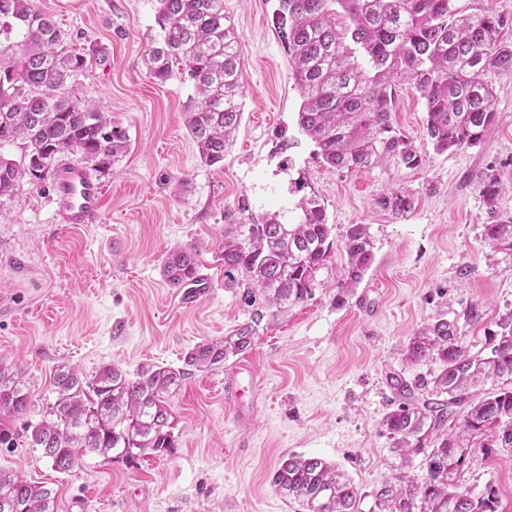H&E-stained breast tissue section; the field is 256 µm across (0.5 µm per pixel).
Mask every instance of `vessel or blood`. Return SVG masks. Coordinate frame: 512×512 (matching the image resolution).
Segmentation results:
<instances>
[{
    "mask_svg": "<svg viewBox=\"0 0 512 512\" xmlns=\"http://www.w3.org/2000/svg\"><path fill=\"white\" fill-rule=\"evenodd\" d=\"M55 217L61 224H96L102 218L104 189L86 169L65 165L55 176ZM254 371L240 366L233 370L225 383L236 403L251 395Z\"/></svg>",
    "mask_w": 512,
    "mask_h": 512,
    "instance_id": "vessel-or-blood-1",
    "label": "vessel or blood"
}]
</instances>
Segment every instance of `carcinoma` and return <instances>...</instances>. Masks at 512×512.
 Wrapping results in <instances>:
<instances>
[{
  "mask_svg": "<svg viewBox=\"0 0 512 512\" xmlns=\"http://www.w3.org/2000/svg\"><path fill=\"white\" fill-rule=\"evenodd\" d=\"M157 36L145 50L146 74L167 82L172 64L184 62L194 94L185 127L201 162L224 161L242 119L241 39L224 11V0H156ZM276 18L301 99L297 126L316 145V156L337 170L372 169L388 162L416 168L423 157L391 122L394 90L408 83L424 100L423 135L438 153L481 145L498 121L490 72L512 77V11L488 3L464 13L454 0H278ZM86 66L85 57L65 44L52 18L34 0H0V144L22 140L28 153L18 164L0 157V199L16 196L20 177L39 185L54 176L74 153L104 167L127 150L123 125L95 106L88 94L67 87ZM493 208L503 191L498 170L474 175ZM295 204L299 220L284 223L265 214L241 231L236 211L224 209V287L242 289L251 307L263 297L271 315L304 303L317 275L335 250L347 257L341 287L353 288L373 262L365 224L332 237L324 204L304 192ZM395 213L413 208L409 190L383 201ZM494 250L512 253V214H497L485 225ZM163 275L172 288L201 281L197 249L171 251ZM256 320L239 325L221 340L192 348L180 368L148 365L135 378L109 365L87 380L59 365L56 397L37 424L17 431L32 396L23 371L0 361V446L12 448L25 433L28 447L40 448L52 467L76 471L84 457L133 462L161 457L178 447L170 431L167 398L193 371L218 368L249 350ZM476 352L465 345L458 321L443 317L410 339L406 358L435 359L432 382L391 377L400 402L383 421L395 452L424 455L422 482L396 478L371 493L379 512H498L492 484L475 493L453 481L474 451L477 438L512 448V312ZM271 484L298 512H362L365 496L339 467L321 458L290 454L280 460ZM0 512H57V492L0 469Z\"/></svg>",
  "mask_w": 512,
  "mask_h": 512,
  "instance_id": "obj_1",
  "label": "carcinoma"
}]
</instances>
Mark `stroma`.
<instances>
[{
  "label": "stroma",
  "mask_w": 512,
  "mask_h": 512,
  "mask_svg": "<svg viewBox=\"0 0 512 512\" xmlns=\"http://www.w3.org/2000/svg\"><path fill=\"white\" fill-rule=\"evenodd\" d=\"M36 3L66 44L86 54L71 82L122 123L129 146L95 172L106 189L100 223H56L53 186L26 178L16 198L0 202V356L31 385L26 421L42 419L59 365L88 378L106 365L131 375L145 365L178 367L199 342L250 320L238 289L224 285L225 209L247 219L280 211L293 222L294 184L305 183L324 203L334 238L368 225L374 261L347 294L346 255L336 251L311 298L263 318L238 359L256 370L261 391L247 419L224 398L229 360L192 374L169 398L178 440L169 455L134 463L89 456L68 475L22 441L0 447V468L57 490L58 512H295L270 483L291 453L339 466L364 492L363 512L384 480L422 479V456L402 460L383 427L399 403L390 378L438 371V363L405 356L416 330L437 316L460 321L476 350L512 312V256L491 253L484 226L492 211L472 179L489 166L512 172V78L488 76L499 122L483 145L442 154L422 134L423 100L398 85L392 123L423 164L336 170L297 127L300 99L274 23L277 0H224L245 59L243 115L223 163L209 166L184 125L193 94L184 63L162 85L142 63L158 32L155 0ZM283 127L284 141L276 137ZM397 189L414 192L411 211L383 207ZM190 245L199 248L208 291L186 309L162 264L171 249ZM455 479L477 492L495 485L498 512H512L511 451L475 449Z\"/></svg>",
  "instance_id": "35a3bbf8"
}]
</instances>
